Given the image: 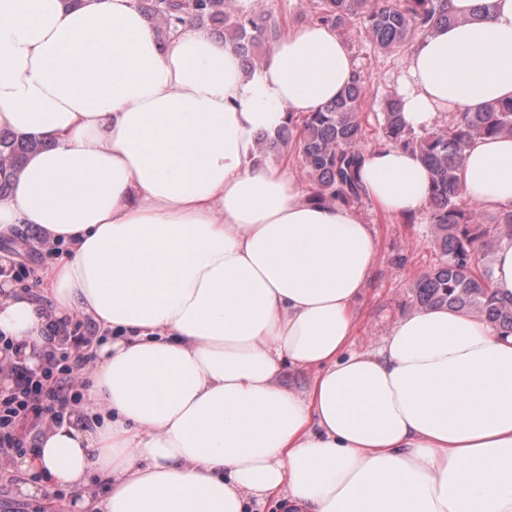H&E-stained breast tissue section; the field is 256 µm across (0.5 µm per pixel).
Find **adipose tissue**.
Returning <instances> with one entry per match:
<instances>
[{"mask_svg": "<svg viewBox=\"0 0 512 512\" xmlns=\"http://www.w3.org/2000/svg\"><path fill=\"white\" fill-rule=\"evenodd\" d=\"M458 24L418 37L398 86L407 127L512 98V0H448ZM335 29H287L247 71L186 25L160 38L137 0H0V129L46 138L0 197V237L63 241L40 297L0 275V359L36 367L49 325L92 316L106 338L83 401L22 468L81 512H512V335L447 308L351 351L377 242L342 203L309 201L255 159L286 113L357 76ZM388 213L429 201L412 151H366ZM470 197L512 210V137L475 140ZM311 368L308 388L278 382ZM109 480L105 494L87 488Z\"/></svg>", "mask_w": 512, "mask_h": 512, "instance_id": "adipose-tissue-1", "label": "adipose tissue"}]
</instances>
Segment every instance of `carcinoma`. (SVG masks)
Instances as JSON below:
<instances>
[{"mask_svg":"<svg viewBox=\"0 0 512 512\" xmlns=\"http://www.w3.org/2000/svg\"><path fill=\"white\" fill-rule=\"evenodd\" d=\"M137 4L163 36L188 22L221 35L248 70L258 66L260 50L279 35L258 4L250 10L237 8L232 0H137ZM311 19L337 30L359 20L380 48L392 49L460 17L448 12V0H314ZM365 96V84L357 77L323 110L302 118L287 114L276 133L260 142V152L278 154L294 143L315 185L313 199L346 205L361 202L367 198L359 178L365 153L359 105ZM382 129L387 144L417 153L432 175L429 224L444 261L415 282L418 303L466 312L512 333V297L498 296L491 270L475 267L476 243L489 251L494 239L512 237V210L493 216L494 228L488 230L476 209L458 203L465 190L460 170L467 148L477 138L512 136V99L478 112H461L440 132L418 134L403 123L400 99L394 97L385 103ZM46 146L43 139H19L0 130V196L8 193L27 156Z\"/></svg>","mask_w":512,"mask_h":512,"instance_id":"obj_1","label":"carcinoma"}]
</instances>
